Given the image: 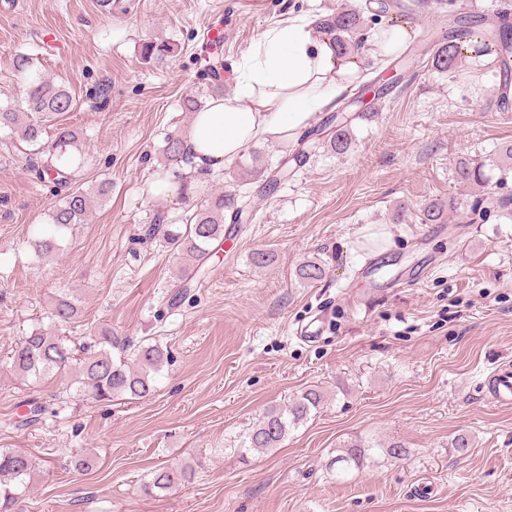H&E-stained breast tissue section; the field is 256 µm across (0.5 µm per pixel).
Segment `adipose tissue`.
Returning <instances> with one entry per match:
<instances>
[{
	"label": "adipose tissue",
	"instance_id": "ef3b65f1",
	"mask_svg": "<svg viewBox=\"0 0 512 512\" xmlns=\"http://www.w3.org/2000/svg\"><path fill=\"white\" fill-rule=\"evenodd\" d=\"M363 69L362 55L316 40L311 22L267 29L238 66L232 98H211L193 116L181 134L182 157L153 175L149 195L191 198L203 176L223 170L248 145L295 142L316 114L335 108Z\"/></svg>",
	"mask_w": 512,
	"mask_h": 512
}]
</instances>
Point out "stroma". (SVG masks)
Here are the masks:
<instances>
[{
    "label": "stroma",
    "instance_id": "1",
    "mask_svg": "<svg viewBox=\"0 0 512 512\" xmlns=\"http://www.w3.org/2000/svg\"><path fill=\"white\" fill-rule=\"evenodd\" d=\"M0 0V104L20 96L18 55L66 84L79 133L75 184L111 182L53 260L29 241L53 201L46 183L0 143V448L33 456L37 473L18 512H512V408L485 381L512 364V220L425 224L428 201L471 203L461 160L483 163L487 190L512 197L499 162L512 117L497 110L494 58L465 56L442 73L418 59L355 120L353 147L309 152L293 177L252 198L254 218L213 252L209 273L179 291L192 265L145 229L184 206L150 197L166 134L191 120L187 93L235 69L268 28L342 5L378 29L377 0ZM174 51L144 59L147 41ZM275 260L259 269L254 250ZM321 258L324 279L296 268ZM73 323L50 317L59 297ZM318 334L303 341L298 329ZM167 348L149 398L101 404L66 380L25 381L9 355L41 327L83 343L100 327ZM308 388L324 403L272 451L239 450L272 408ZM42 413L31 420L30 407ZM472 438L466 454L451 447ZM403 443L348 480L332 460L344 442ZM94 460L91 470L78 459ZM190 462L191 480L145 494L160 467Z\"/></svg>",
    "mask_w": 512,
    "mask_h": 512
}]
</instances>
